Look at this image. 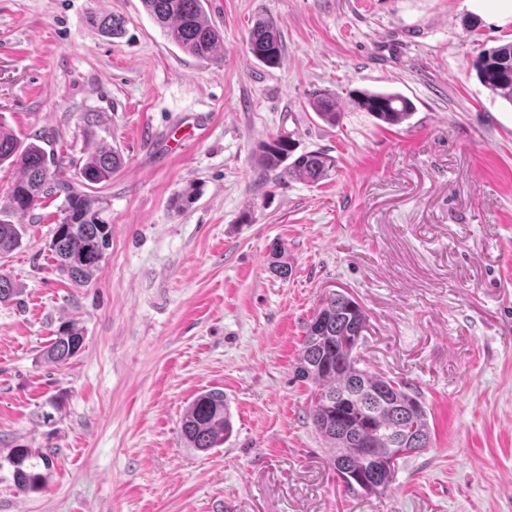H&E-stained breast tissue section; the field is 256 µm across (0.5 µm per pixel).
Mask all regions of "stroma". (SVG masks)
Returning <instances> with one entry per match:
<instances>
[{
  "mask_svg": "<svg viewBox=\"0 0 512 512\" xmlns=\"http://www.w3.org/2000/svg\"><path fill=\"white\" fill-rule=\"evenodd\" d=\"M205 7L220 64L169 43L141 0H0V119L49 134L72 173L100 142L124 159L96 189L112 232L89 285L55 269V197L0 259L20 290L0 303V456L56 455L38 491L0 471V512H512V104L475 69L512 41V0ZM101 12L125 17L122 38L90 24ZM260 16L283 27L274 68L248 49ZM319 89L342 104L336 126L310 107ZM355 89L416 110L376 125ZM284 132L335 175L274 179L259 147ZM189 185L197 199L175 206ZM332 289L367 313L359 368L408 384L429 417L431 448L380 493L337 479L294 377ZM68 321L83 347L57 365L42 350ZM212 388L233 433L199 452L180 423Z\"/></svg>",
  "mask_w": 512,
  "mask_h": 512,
  "instance_id": "1",
  "label": "stroma"
}]
</instances>
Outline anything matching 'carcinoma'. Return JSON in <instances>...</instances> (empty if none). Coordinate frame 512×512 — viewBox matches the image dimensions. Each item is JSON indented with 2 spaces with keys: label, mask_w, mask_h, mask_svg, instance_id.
<instances>
[{
  "label": "carcinoma",
  "mask_w": 512,
  "mask_h": 512,
  "mask_svg": "<svg viewBox=\"0 0 512 512\" xmlns=\"http://www.w3.org/2000/svg\"><path fill=\"white\" fill-rule=\"evenodd\" d=\"M141 2L171 44L201 60L223 61V34L208 19L202 0ZM96 23L107 37L125 34L126 20L119 14H104ZM248 45L257 60L268 67L277 66L284 50L281 24L270 18L258 19ZM476 70L480 82L493 95L512 103V42L484 51L476 61ZM353 103L357 110L391 126L409 120L415 110L413 102L397 92L358 91ZM313 109L331 127L340 121L341 104L334 94L316 93ZM47 140L45 134L22 139L0 121V168L17 171L0 197V255L18 248L24 234V226L12 218L30 214L50 196L62 195L64 217L55 227L50 249L58 271L77 284H87L104 258L111 227L100 218V202L86 190L111 182L122 158L111 146H97L87 153L78 170L80 183L75 184L67 175L63 158L42 146ZM261 159L265 171L283 180L290 177L317 184L336 171L335 157L323 150L297 152L296 140L290 134L262 143ZM17 294L15 280L1 271L0 303L13 300ZM365 327V313L353 299L338 291L323 295L306 326L296 376L312 384L308 418L326 443L327 460L341 482L349 490L377 493L392 484L395 472L383 473L366 484L349 480V476L366 474L373 467L361 452L364 444L398 448L406 439L421 452L431 447V428L423 402L405 384L357 367L354 351ZM82 344L81 330L63 325L44 356L63 364L77 355ZM232 430L221 390L197 395L181 420L187 446L199 451L223 445ZM5 463L16 490L25 494L44 487L52 459L17 446L10 449L0 469Z\"/></svg>",
  "instance_id": "obj_1"
}]
</instances>
